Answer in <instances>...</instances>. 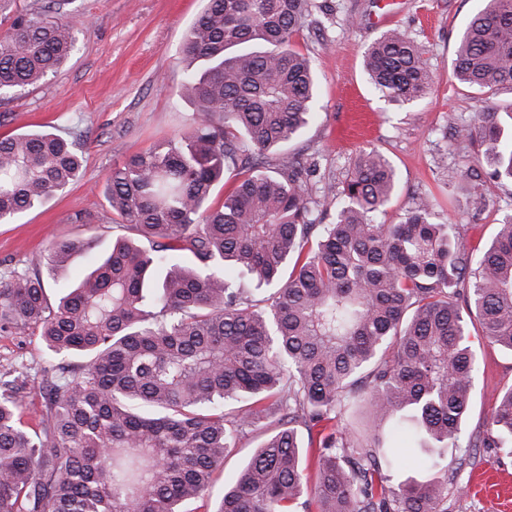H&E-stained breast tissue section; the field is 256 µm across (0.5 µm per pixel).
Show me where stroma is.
<instances>
[{"label":"stroma","instance_id":"1","mask_svg":"<svg viewBox=\"0 0 512 512\" xmlns=\"http://www.w3.org/2000/svg\"><path fill=\"white\" fill-rule=\"evenodd\" d=\"M315 24L293 36L318 78L313 122L288 150L317 158L319 178L342 183L359 149L374 146L398 177L387 223L417 195L436 200L437 220L461 227L467 251H482L497 224L512 214V185L486 182L472 194L460 177L475 164L477 143L447 136V128L478 121L484 101L512 103V88L489 97L454 77L456 40L483 0H403L396 26L421 47L432 74L428 94L397 105L371 86L363 66L367 46L384 28L373 17L384 0H314ZM205 0H68L61 16L75 23L68 61L21 94L0 99V135L58 127L86 132L82 176L46 206L0 223V273L37 263L51 237H94V256L106 254L123 235L104 194L115 163L147 150L159 139L186 131L190 103L174 89L183 67V38ZM479 371L462 429L481 435L500 391L512 385V352L470 333ZM52 358L38 330L0 332V374L27 367L42 373ZM262 440L243 436L217 474L206 506H213ZM447 512H512V455L495 448L448 451Z\"/></svg>","mask_w":512,"mask_h":512}]
</instances>
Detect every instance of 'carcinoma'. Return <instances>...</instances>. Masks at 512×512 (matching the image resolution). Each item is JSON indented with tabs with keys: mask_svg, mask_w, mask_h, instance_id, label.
<instances>
[{
	"mask_svg": "<svg viewBox=\"0 0 512 512\" xmlns=\"http://www.w3.org/2000/svg\"><path fill=\"white\" fill-rule=\"evenodd\" d=\"M310 2L207 0L181 45L187 132L106 177L112 213L136 237L113 241L54 303L48 279L91 241L53 237L45 272L0 281V331L34 326L52 354L86 358L46 381L33 429L18 415L28 375L0 379V512H189L272 406L288 423L211 512H445L447 449L471 446L468 322L512 351V215L476 259L456 225L435 221L428 194L387 224L398 179L375 147L358 151L341 190L311 192L316 163L284 151L317 101L311 62L290 46ZM12 3L0 0V95L57 72L74 48L72 23ZM364 70L395 103L430 87L422 49L399 27L367 47ZM454 75L483 94L512 87V0H486L470 19ZM498 116L488 100L478 123L455 127L483 147L466 170L475 192L512 183V135ZM85 144L52 131L0 138V223L76 181ZM227 174L234 187L213 207ZM363 402L364 433L340 425ZM399 435L432 478L393 482ZM482 443L512 453V386Z\"/></svg>",
	"mask_w": 512,
	"mask_h": 512,
	"instance_id": "cac0c4a2",
	"label": "carcinoma"
}]
</instances>
